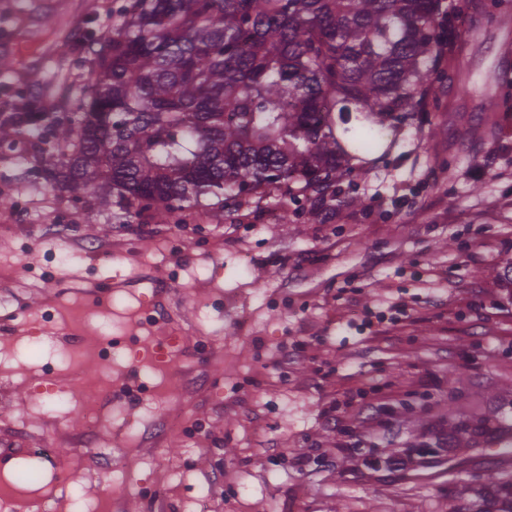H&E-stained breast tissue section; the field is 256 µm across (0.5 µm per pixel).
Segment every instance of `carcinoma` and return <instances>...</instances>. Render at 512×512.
I'll return each mask as SVG.
<instances>
[{
    "label": "carcinoma",
    "mask_w": 512,
    "mask_h": 512,
    "mask_svg": "<svg viewBox=\"0 0 512 512\" xmlns=\"http://www.w3.org/2000/svg\"><path fill=\"white\" fill-rule=\"evenodd\" d=\"M440 0H125L95 50L74 118L27 112L0 138L48 132L74 147L47 177L77 200L158 224L204 199L336 213L338 183L413 116L457 15Z\"/></svg>",
    "instance_id": "1"
}]
</instances>
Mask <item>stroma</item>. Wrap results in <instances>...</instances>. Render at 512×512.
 Wrapping results in <instances>:
<instances>
[{"instance_id":"obj_1","label":"stroma","mask_w":512,"mask_h":512,"mask_svg":"<svg viewBox=\"0 0 512 512\" xmlns=\"http://www.w3.org/2000/svg\"><path fill=\"white\" fill-rule=\"evenodd\" d=\"M441 2L470 24L424 106L343 178L326 221L284 224L265 201L120 226L41 176L69 145L0 141V475L15 453L48 448L55 474L37 492L93 491L96 512H196L202 493L209 512H496L487 477L512 474L496 458L512 449V291L499 285L512 265V82L496 66L512 0ZM122 3L0 0L12 39L0 120L24 100L79 111L89 44ZM459 62L475 88L463 99ZM113 278L98 307L89 287ZM108 336L178 337L155 392L132 381L131 359L98 357ZM292 341L301 357L280 364Z\"/></svg>"}]
</instances>
